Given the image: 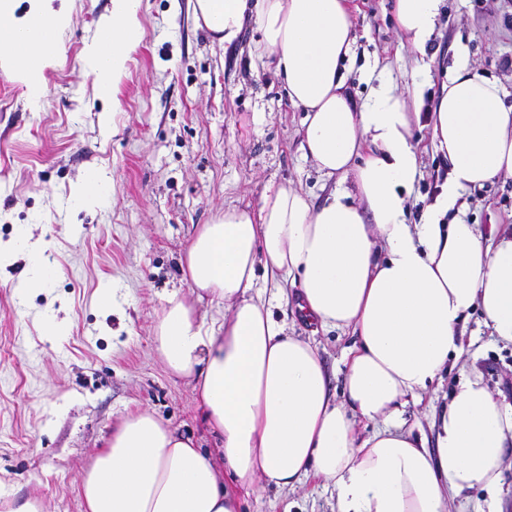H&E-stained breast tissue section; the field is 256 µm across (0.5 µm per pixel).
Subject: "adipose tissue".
Here are the masks:
<instances>
[{"label": "adipose tissue", "mask_w": 512, "mask_h": 512, "mask_svg": "<svg viewBox=\"0 0 512 512\" xmlns=\"http://www.w3.org/2000/svg\"><path fill=\"white\" fill-rule=\"evenodd\" d=\"M85 52L103 93L117 92L143 39L141 0H111ZM442 0H395L398 30L424 52ZM0 0V67L14 70L38 108L37 72L54 65L71 22L66 0ZM218 42L253 20L289 101L306 112L303 149L342 187L321 206L289 184L257 210L228 206L201 225L183 279L220 315L200 318L169 294L154 328L164 371L193 382L215 450L177 433L149 409L127 414L83 471L84 512H241L240 491L322 480L336 512H448L485 492L503 512L512 402L476 369L461 372L427 440L406 429L409 398L469 352L460 325L479 310L496 342L512 345V229L447 222L464 191L512 176V106L504 88L460 63L429 117L450 177L421 223L407 221L419 175L408 91L388 80L365 102L346 90L356 42L351 0H193ZM289 277L300 310L350 331L342 398L330 393L316 349L286 333L260 284ZM371 424L359 436L361 423Z\"/></svg>", "instance_id": "1"}]
</instances>
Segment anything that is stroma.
<instances>
[{
	"label": "stroma",
	"mask_w": 512,
	"mask_h": 512,
	"mask_svg": "<svg viewBox=\"0 0 512 512\" xmlns=\"http://www.w3.org/2000/svg\"><path fill=\"white\" fill-rule=\"evenodd\" d=\"M71 23L54 67L42 72L40 109L25 86L0 68V248L33 233L45 262L59 271L44 288L19 292L27 257L0 266V506L31 496L43 512H83V469L131 410H154L181 435L216 445L195 409L188 382L163 371L153 342L168 294L211 316L181 264L195 230L225 206L258 208L265 190L292 182L321 205L339 187L302 148L305 113L284 96L270 59L257 58L260 34L247 23L229 44L199 28L192 0H142L144 38L129 56L116 98L85 69L87 42L111 0H69ZM357 34L346 86L366 100L373 66L417 90L413 133L419 176L408 192L418 223L441 190L449 162L432 145L426 114L459 59L501 84L512 105V0H443L425 55L403 45L393 0H353ZM96 172L108 191L91 204L78 181ZM462 217L488 228L512 224V177L463 194ZM114 304L102 307V292ZM297 288L268 284L262 299L291 335L314 341L332 390L341 391L344 350L352 336L315 329L295 310ZM58 335L45 333L48 321ZM473 346L440 386L410 403L407 426L433 436L432 416L460 371L478 368L492 390L512 401V346L493 341L479 313L464 322ZM324 483L251 492L242 512H335Z\"/></svg>",
	"instance_id": "35a3bbf8"
}]
</instances>
